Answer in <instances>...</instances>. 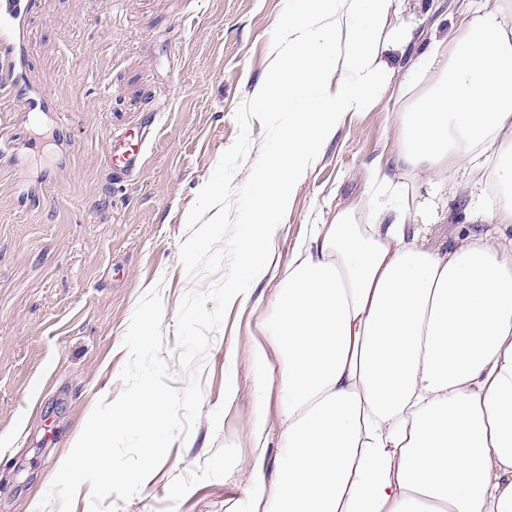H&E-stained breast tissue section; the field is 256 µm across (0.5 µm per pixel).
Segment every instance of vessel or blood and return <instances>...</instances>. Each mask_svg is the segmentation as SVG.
<instances>
[{
  "instance_id": "vessel-or-blood-1",
  "label": "vessel or blood",
  "mask_w": 512,
  "mask_h": 512,
  "mask_svg": "<svg viewBox=\"0 0 512 512\" xmlns=\"http://www.w3.org/2000/svg\"><path fill=\"white\" fill-rule=\"evenodd\" d=\"M29 5L30 0H0V94L4 96L20 97L24 64L23 23ZM20 99L22 111L40 112L44 109V92L32 90ZM142 164L139 153L123 151L116 146L108 150V167L119 177L132 178Z\"/></svg>"
}]
</instances>
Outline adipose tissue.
Instances as JSON below:
<instances>
[{"instance_id": "1", "label": "adipose tissue", "mask_w": 512, "mask_h": 512, "mask_svg": "<svg viewBox=\"0 0 512 512\" xmlns=\"http://www.w3.org/2000/svg\"><path fill=\"white\" fill-rule=\"evenodd\" d=\"M403 0H289L288 57L254 98L287 111L253 185L228 298L274 277L250 359L280 399L275 476L239 512H512V0L435 22L373 180L392 201L336 210L287 265L270 245L338 121L368 109L414 38ZM467 178L478 227L442 243Z\"/></svg>"}]
</instances>
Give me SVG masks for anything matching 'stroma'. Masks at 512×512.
<instances>
[{
	"label": "stroma",
	"mask_w": 512,
	"mask_h": 512,
	"mask_svg": "<svg viewBox=\"0 0 512 512\" xmlns=\"http://www.w3.org/2000/svg\"><path fill=\"white\" fill-rule=\"evenodd\" d=\"M24 67L50 91L58 119L0 99V512H37L100 397L115 400L136 303L161 284L164 350L177 368L176 314L191 289L179 261L186 216L235 140L238 104L254 95L288 26V0H33ZM465 0H410L392 26L460 22ZM394 73L368 111L342 118L299 181L273 241L287 264L311 225L369 200L403 100ZM68 127L58 140L57 122ZM155 122L133 180L115 185L111 137ZM264 279L254 303L231 306L202 374L201 416L118 512H236L256 464L251 426L278 427L280 401L259 408L249 355L262 341ZM237 354L236 395L225 401L224 352Z\"/></svg>",
	"instance_id": "stroma-1"
}]
</instances>
